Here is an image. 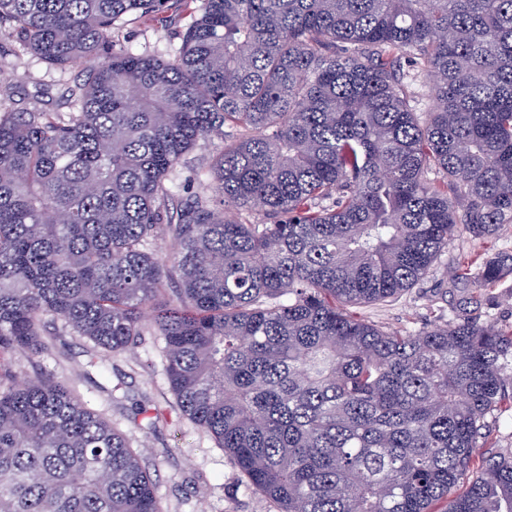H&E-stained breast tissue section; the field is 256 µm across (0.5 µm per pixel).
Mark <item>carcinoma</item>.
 Instances as JSON below:
<instances>
[{
  "instance_id": "obj_1",
  "label": "carcinoma",
  "mask_w": 512,
  "mask_h": 512,
  "mask_svg": "<svg viewBox=\"0 0 512 512\" xmlns=\"http://www.w3.org/2000/svg\"><path fill=\"white\" fill-rule=\"evenodd\" d=\"M180 2L164 61L120 32L165 0H0V40L86 72L64 112L0 97V354L59 321L105 377L161 337L180 409L275 512H512L511 459L469 478L512 402V325L480 316L512 255L458 263L444 325L350 311L512 224V0ZM184 169L206 189L176 203ZM147 454L0 363V512H163Z\"/></svg>"
}]
</instances>
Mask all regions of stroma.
<instances>
[{"instance_id": "1", "label": "stroma", "mask_w": 512, "mask_h": 512, "mask_svg": "<svg viewBox=\"0 0 512 512\" xmlns=\"http://www.w3.org/2000/svg\"><path fill=\"white\" fill-rule=\"evenodd\" d=\"M190 22L178 0L164 11L138 20L123 31L125 45L136 53L172 58ZM80 69L50 70L36 57L0 43V88L10 94L11 107L35 103L53 107L67 87L81 83ZM487 252L512 253V224L488 240L456 231L436 262L412 288L398 298L360 307L359 313L385 330L415 333L454 317L446 293L449 277L461 258ZM62 354H44L39 365L55 377L75 382L82 399L133 443L152 449L149 459L159 480L164 512H274L259 495L245 491L222 449L204 430L188 420L175 404L165 373L163 344L143 336L131 352L112 358L108 380L90 368L88 342L65 335ZM156 429H149V422Z\"/></svg>"}]
</instances>
